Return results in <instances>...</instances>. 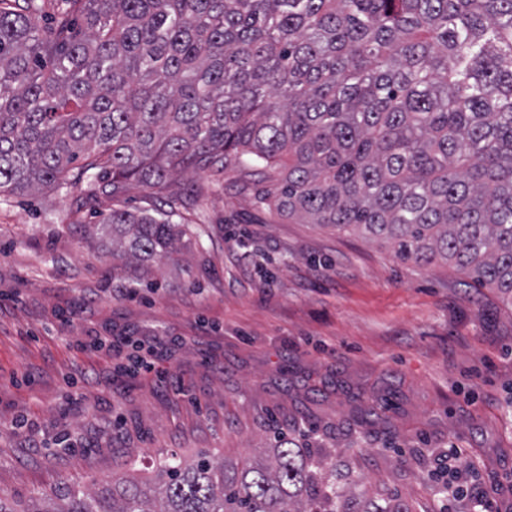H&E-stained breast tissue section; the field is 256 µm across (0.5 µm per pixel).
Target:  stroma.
I'll use <instances>...</instances> for the list:
<instances>
[{"instance_id": "obj_1", "label": "stroma", "mask_w": 512, "mask_h": 512, "mask_svg": "<svg viewBox=\"0 0 512 512\" xmlns=\"http://www.w3.org/2000/svg\"><path fill=\"white\" fill-rule=\"evenodd\" d=\"M179 185L199 195L191 235L138 277L96 240L111 198L0 195V497L146 475L174 451L242 463L311 427L347 500L437 512L434 452L458 446L512 512V304L445 262L279 219L253 184ZM155 339L159 375H126Z\"/></svg>"}]
</instances>
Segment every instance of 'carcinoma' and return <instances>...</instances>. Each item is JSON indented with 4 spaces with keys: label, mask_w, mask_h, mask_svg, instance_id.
<instances>
[{
    "label": "carcinoma",
    "mask_w": 512,
    "mask_h": 512,
    "mask_svg": "<svg viewBox=\"0 0 512 512\" xmlns=\"http://www.w3.org/2000/svg\"><path fill=\"white\" fill-rule=\"evenodd\" d=\"M186 175L254 178L282 218L512 303V0H0V194L166 192L100 222L136 274L180 252ZM271 452L172 453L148 483L0 512H411L340 499L332 455L299 435ZM165 200V194L136 184L130 185L121 197L122 205L131 210L163 206Z\"/></svg>",
    "instance_id": "obj_1"
}]
</instances>
